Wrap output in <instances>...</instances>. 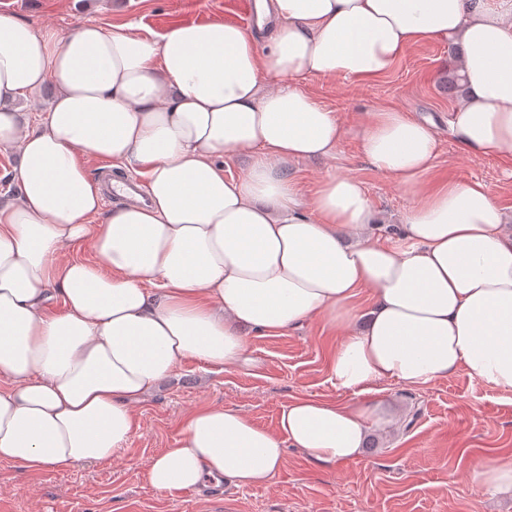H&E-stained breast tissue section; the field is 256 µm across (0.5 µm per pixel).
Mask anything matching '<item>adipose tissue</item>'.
Here are the masks:
<instances>
[{"mask_svg": "<svg viewBox=\"0 0 512 512\" xmlns=\"http://www.w3.org/2000/svg\"><path fill=\"white\" fill-rule=\"evenodd\" d=\"M274 31L214 19L159 38L95 24L62 35L0 12V146L19 194L0 206V461L37 471L109 462L135 406L195 358L248 362L246 332L310 321L341 331L330 372L358 401L296 398L276 429L240 410L190 411L146 466L160 492L267 482L292 446L325 466L377 425L373 384L421 387L468 370L512 390V215L478 181L429 184L435 125L396 109L358 126L366 162L411 203L381 240L361 180L305 199L288 167L335 158L347 130L306 78L377 77L412 45L453 41L465 95L448 129L475 155L512 152V0H258ZM53 84L44 120L13 109ZM247 158L228 178L225 150ZM143 169L147 205L102 210L88 159ZM91 245L97 262L65 258ZM368 289L366 324L349 309ZM64 310L48 313L51 301ZM471 483L512 495V460Z\"/></svg>", "mask_w": 512, "mask_h": 512, "instance_id": "obj_1", "label": "adipose tissue"}]
</instances>
